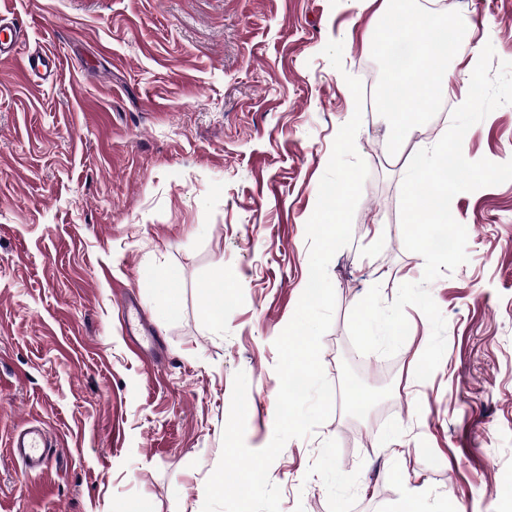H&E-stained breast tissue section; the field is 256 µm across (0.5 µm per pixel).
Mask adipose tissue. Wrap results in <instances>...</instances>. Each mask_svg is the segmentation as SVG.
Here are the masks:
<instances>
[{
    "label": "adipose tissue",
    "instance_id": "1",
    "mask_svg": "<svg viewBox=\"0 0 512 512\" xmlns=\"http://www.w3.org/2000/svg\"><path fill=\"white\" fill-rule=\"evenodd\" d=\"M383 10L391 18L385 26L384 42L412 41L413 52L394 76L396 85L413 86L389 112L396 123L408 126L413 116L431 109L449 85L447 69L432 66L436 53L435 33L442 23L441 13L432 7H412L411 0H383Z\"/></svg>",
    "mask_w": 512,
    "mask_h": 512
}]
</instances>
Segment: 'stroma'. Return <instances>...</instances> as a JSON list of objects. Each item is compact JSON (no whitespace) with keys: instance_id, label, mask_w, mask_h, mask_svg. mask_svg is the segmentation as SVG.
<instances>
[{"instance_id":"35a3bbf8","label":"stroma","mask_w":512,"mask_h":512,"mask_svg":"<svg viewBox=\"0 0 512 512\" xmlns=\"http://www.w3.org/2000/svg\"><path fill=\"white\" fill-rule=\"evenodd\" d=\"M377 4L350 0H0L21 42L0 59V512H202L234 376L244 440L274 430V341L309 278L305 227L334 138L355 110L344 77L385 85ZM455 74L416 131L444 134L471 56L512 61V0H448ZM343 44L341 68L323 50ZM48 54L43 78L24 61ZM363 112L369 176L352 239L328 266L336 307L321 362L326 422L269 469L280 512H512V181L462 192L468 260L428 289L447 346L414 377L431 326L416 307L389 358L360 354L348 323L373 285L392 302L423 277L400 224L409 155L431 147ZM466 159L512 160V104L464 136ZM384 225L373 236V225ZM224 323L200 314L215 289ZM156 338L137 348L124 297ZM47 432L28 475L5 445Z\"/></svg>"}]
</instances>
